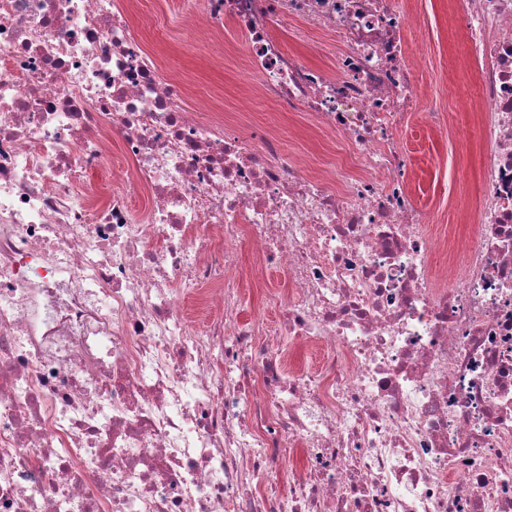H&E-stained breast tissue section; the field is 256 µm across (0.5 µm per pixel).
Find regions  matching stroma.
Instances as JSON below:
<instances>
[{
  "mask_svg": "<svg viewBox=\"0 0 512 512\" xmlns=\"http://www.w3.org/2000/svg\"><path fill=\"white\" fill-rule=\"evenodd\" d=\"M420 7L406 39L410 46L422 50L425 63L419 72L420 81L428 92L439 89L441 57L460 56L464 49L461 29L448 27L446 0H418ZM182 0H138L139 32L165 60L168 72L181 77L191 87L193 95L188 105H195L197 98H214L225 113L239 110L240 89L249 80L242 57L234 50L219 52L199 46L193 34L177 21ZM277 29L290 47L300 50L311 62L334 68L343 51V43L335 31L318 29L299 19L278 21ZM249 119L240 125L241 133H251L254 126L274 124L287 153L311 152L313 160H320L341 134L330 131L317 135L311 131L303 116L285 110L274 101H260L250 105ZM447 117L441 122L434 136H427L423 120L414 116L399 130V136L412 150L414 170L424 184L439 181L443 193L440 204L445 217L456 221L450 208V194L459 190L476 191L479 171L485 157L474 140L454 136V129H466L469 114L456 105H449Z\"/></svg>",
  "mask_w": 512,
  "mask_h": 512,
  "instance_id": "stroma-1",
  "label": "stroma"
}]
</instances>
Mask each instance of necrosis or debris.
<instances>
[{
    "label": "necrosis or debris",
    "instance_id": "1",
    "mask_svg": "<svg viewBox=\"0 0 512 512\" xmlns=\"http://www.w3.org/2000/svg\"><path fill=\"white\" fill-rule=\"evenodd\" d=\"M413 0H190L248 98L363 159L195 117L137 0H0V512H512V0L448 19L475 66L480 189L437 226L404 178ZM281 17L334 29L335 71ZM108 172L93 193L87 177ZM144 204L133 208V195ZM289 344L243 319L241 254ZM196 300L189 308L186 297Z\"/></svg>",
    "mask_w": 512,
    "mask_h": 512
}]
</instances>
